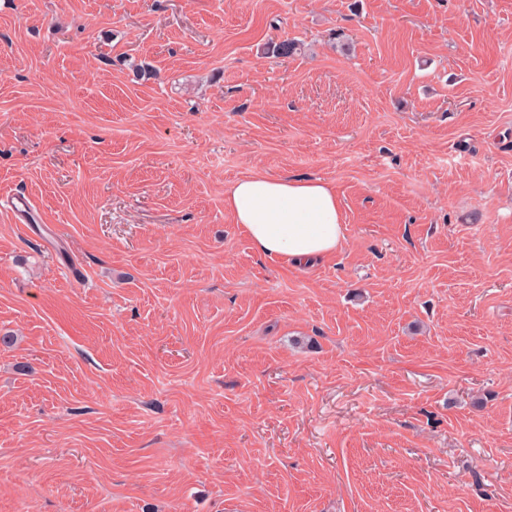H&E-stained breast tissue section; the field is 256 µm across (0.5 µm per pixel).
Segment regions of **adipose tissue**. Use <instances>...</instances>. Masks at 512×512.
Masks as SVG:
<instances>
[{"label":"adipose tissue","mask_w":512,"mask_h":512,"mask_svg":"<svg viewBox=\"0 0 512 512\" xmlns=\"http://www.w3.org/2000/svg\"><path fill=\"white\" fill-rule=\"evenodd\" d=\"M224 209L258 252L287 262L333 255L345 241L336 189L320 178L251 174L231 185Z\"/></svg>","instance_id":"1"}]
</instances>
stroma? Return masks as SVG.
Segmentation results:
<instances>
[{"instance_id": "1", "label": "stroma", "mask_w": 512, "mask_h": 512, "mask_svg": "<svg viewBox=\"0 0 512 512\" xmlns=\"http://www.w3.org/2000/svg\"><path fill=\"white\" fill-rule=\"evenodd\" d=\"M12 192L0 512H512V0H0ZM224 209L258 252L286 262L328 257L345 241L336 189L321 178L251 174L231 185Z\"/></svg>"}]
</instances>
